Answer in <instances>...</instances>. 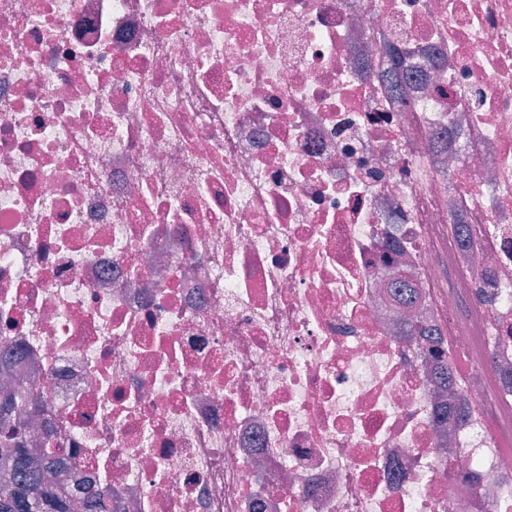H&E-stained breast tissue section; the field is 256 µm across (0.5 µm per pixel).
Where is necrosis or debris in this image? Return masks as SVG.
I'll list each match as a JSON object with an SVG mask.
<instances>
[{"label":"necrosis or debris","instance_id":"1","mask_svg":"<svg viewBox=\"0 0 512 512\" xmlns=\"http://www.w3.org/2000/svg\"><path fill=\"white\" fill-rule=\"evenodd\" d=\"M0 357L126 512H512V0H0ZM390 288H394V292L388 293L386 304L395 316L400 336H404L407 342L418 344L427 340V336H433L429 334L430 329L424 325L422 316L403 315V312H407L410 308L419 306L423 296L420 283L415 280L411 269L404 267L396 270L392 276Z\"/></svg>","mask_w":512,"mask_h":512}]
</instances>
